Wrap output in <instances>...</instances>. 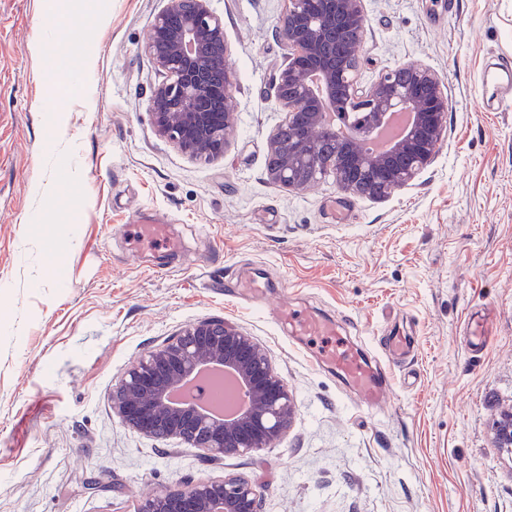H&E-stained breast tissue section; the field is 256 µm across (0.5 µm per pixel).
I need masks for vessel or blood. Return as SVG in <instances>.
Instances as JSON below:
<instances>
[{"mask_svg":"<svg viewBox=\"0 0 512 512\" xmlns=\"http://www.w3.org/2000/svg\"><path fill=\"white\" fill-rule=\"evenodd\" d=\"M138 231L142 239L165 246L169 251L180 249L179 241L171 236L164 223L142 224ZM229 292L242 300L262 299L266 296V281L261 273L254 272L233 281ZM272 314L290 335L320 338L322 345L315 355L316 362L336 368L366 410L377 411L385 407L389 392L387 373L374 368L358 350L349 347L336 323L304 315L287 303L273 308Z\"/></svg>","mask_w":512,"mask_h":512,"instance_id":"obj_1","label":"vessel or blood"}]
</instances>
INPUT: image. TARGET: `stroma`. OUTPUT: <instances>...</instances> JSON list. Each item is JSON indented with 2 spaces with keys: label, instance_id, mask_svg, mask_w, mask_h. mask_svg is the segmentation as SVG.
Returning <instances> with one entry per match:
<instances>
[{
  "label": "stroma",
  "instance_id": "35a3bbf8",
  "mask_svg": "<svg viewBox=\"0 0 512 512\" xmlns=\"http://www.w3.org/2000/svg\"><path fill=\"white\" fill-rule=\"evenodd\" d=\"M286 6L210 0L236 114L207 162L148 112L164 76L144 44L166 0H103L97 16L87 0H0V512H136L143 494L228 476L256 484L262 512H512V453L493 435L512 407V85L483 81L512 66V0H363L359 83L415 61L448 95L435 161L382 200L267 178ZM64 7L57 38L47 14ZM61 52L90 57L84 92L51 73ZM156 218L181 251L134 256L119 227ZM257 269L267 301L225 295ZM284 296L387 369L383 412L273 323ZM212 318L251 336L293 397L261 452L212 459L112 410L132 361ZM398 331L412 350L393 358L382 342Z\"/></svg>",
  "mask_w": 512,
  "mask_h": 512
}]
</instances>
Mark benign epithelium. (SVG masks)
<instances>
[{"label":"benign epithelium","mask_w":512,"mask_h":512,"mask_svg":"<svg viewBox=\"0 0 512 512\" xmlns=\"http://www.w3.org/2000/svg\"><path fill=\"white\" fill-rule=\"evenodd\" d=\"M366 26L362 0H288L277 32L291 54L273 79V89L288 119L302 115L305 123L292 139L284 138L279 127L271 136L268 157L273 164L266 174L272 183L298 191L330 171L341 191L379 199L433 163L445 133V84L430 67L407 62L370 86H360L357 45ZM144 52L166 74L148 100L156 134L193 158L224 155L234 123L231 91L236 81L224 20L210 10L208 0H167ZM218 87L222 121L207 107ZM327 108L358 114L353 136L333 140L336 151L331 156L322 152L320 139L334 136L323 119ZM398 112L414 117L388 153L370 156L354 146L382 118ZM207 362L239 373L252 402L238 416L216 421L189 403L168 402L170 388ZM112 409L148 438L175 439L213 457L262 451L294 412L288 385L266 354L252 337L222 319L191 323L144 354L113 390ZM494 432L498 446L512 451V408L501 411ZM216 503L223 505L222 512H260L256 486L237 478L198 481L143 498L137 512H213Z\"/></svg>","instance_id":"7a95c632"}]
</instances>
